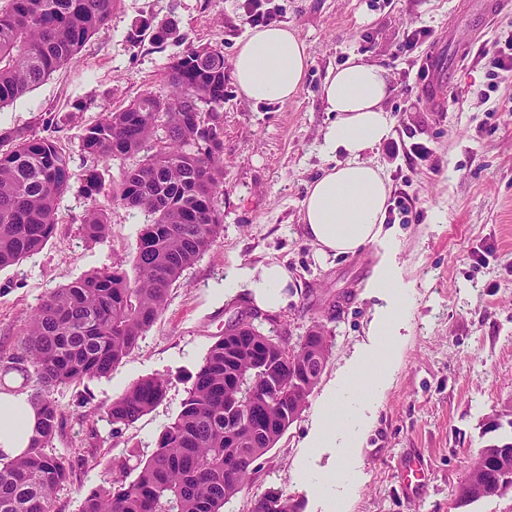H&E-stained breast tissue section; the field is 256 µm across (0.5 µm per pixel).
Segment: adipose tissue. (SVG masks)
<instances>
[{
  "instance_id": "adipose-tissue-1",
  "label": "adipose tissue",
  "mask_w": 512,
  "mask_h": 512,
  "mask_svg": "<svg viewBox=\"0 0 512 512\" xmlns=\"http://www.w3.org/2000/svg\"><path fill=\"white\" fill-rule=\"evenodd\" d=\"M308 67L306 44L294 30L256 27L237 45L232 79L246 99L282 104L296 95ZM390 91L387 70L358 56L330 72L323 83L326 109L336 115L323 134V150L330 156L343 155L344 160L315 179L302 201L305 236L318 260L355 254L385 234L390 185L364 156L392 134L394 121L384 106ZM293 283L286 265L267 261L233 268L224 287L243 289L257 308L277 311L287 306ZM368 290L386 304L370 323L366 342L359 344L326 391L320 419L304 442L312 449H337L344 460L366 440L378 395L399 362L409 296L389 263L378 267ZM37 426L38 409L30 392H0V460L21 455Z\"/></svg>"
}]
</instances>
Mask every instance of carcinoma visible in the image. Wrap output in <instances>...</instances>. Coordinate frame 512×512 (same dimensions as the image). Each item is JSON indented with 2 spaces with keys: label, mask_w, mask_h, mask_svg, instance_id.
I'll list each match as a JSON object with an SVG mask.
<instances>
[{
  "label": "carcinoma",
  "mask_w": 512,
  "mask_h": 512,
  "mask_svg": "<svg viewBox=\"0 0 512 512\" xmlns=\"http://www.w3.org/2000/svg\"><path fill=\"white\" fill-rule=\"evenodd\" d=\"M115 0H9L0 9V108L69 64L84 42L105 32ZM181 35L171 26L154 29L158 48ZM170 94L138 96L86 126L81 153L96 162L135 158L114 187L92 168L82 189L92 201L110 193L152 217L140 232L135 276L122 265L103 269L50 291L33 310L16 352L0 370L35 383L41 422L26 453L0 462V512H53L57 492L72 478L70 458L50 450L64 412L51 393L60 386L104 377L138 344L165 309L169 289L220 234L217 206L224 184V54L188 45L166 74ZM76 174L71 157L51 137L23 130L0 133V269L40 252L57 225V201ZM82 230L89 240L108 230L105 213L91 205ZM239 311L195 373L176 418L159 433L146 460L112 471L108 485L91 489L80 512H224V504L251 479L260 460L308 403L317 382H294L306 348L330 353L322 325L290 346L272 329ZM167 379L135 382L105 407L108 420L130 426L162 401ZM512 442L478 451L464 480H482L480 496L459 486L466 506L512 495ZM249 512H302L301 504L276 489L251 501Z\"/></svg>",
  "instance_id": "cac0c4a2"
}]
</instances>
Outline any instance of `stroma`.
<instances>
[{"label":"stroma","mask_w":512,"mask_h":512,"mask_svg":"<svg viewBox=\"0 0 512 512\" xmlns=\"http://www.w3.org/2000/svg\"><path fill=\"white\" fill-rule=\"evenodd\" d=\"M277 24L298 33L310 66L294 98L263 105L244 99L225 77L223 228L209 250L171 287L167 305L137 346L102 378L55 390L65 414L56 452L68 454L74 475L56 495L54 512H79L86 493L105 485L115 461L136 465L149 456L165 425L181 410L193 377L246 293L216 299L237 265L285 262L297 285L275 319L297 343L313 323L325 326L330 355L300 416L261 460L224 512H249L251 500L276 488L300 500L304 512H330L315 475L335 470V449L310 451L324 392L334 383L382 302L367 285L390 260L411 290L397 369L380 395L374 427L353 451L357 488L346 512H512V497L456 504V492L479 448L512 441V73L491 75L492 50L512 6L474 35L476 0H270ZM173 22L185 43L207 45L232 61L250 29L245 0H117L106 33L90 37L76 58L10 105L0 108V132L25 130L53 137L76 173L97 167L112 181L127 159L93 164L79 150L83 127L125 107L144 92L168 95L165 74L185 43L156 48L150 36L132 41L141 21ZM435 38L434 51L450 74L444 111L422 99L421 51L401 52L414 29ZM385 67L392 91L385 108L394 119L390 152L379 145L367 159L379 167L392 196L414 197L417 211L398 222L395 244L380 241L360 252L318 262L302 225L306 189L330 162L321 149L334 120L323 83L351 56ZM411 86L413 97L402 96ZM430 150L410 153L413 142ZM89 200L71 186L58 204L57 229L44 249L0 270V359L12 354L26 321L52 289L86 274L123 265L132 270L146 219L112 196H99L107 213L104 239L84 237ZM162 376L163 400L129 427L107 421L104 408L139 379ZM422 460L426 482L405 492L401 471Z\"/></svg>","instance_id":"stroma-1"}]
</instances>
